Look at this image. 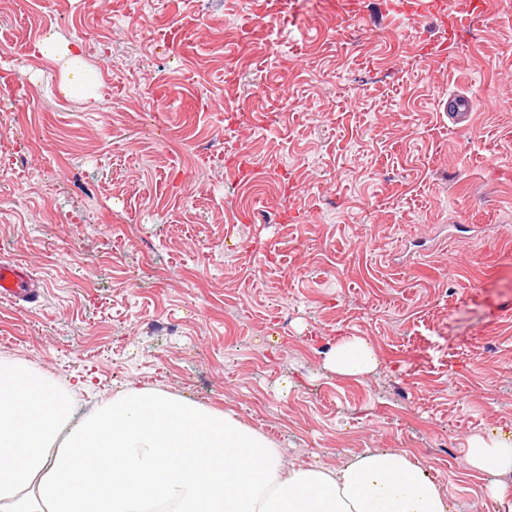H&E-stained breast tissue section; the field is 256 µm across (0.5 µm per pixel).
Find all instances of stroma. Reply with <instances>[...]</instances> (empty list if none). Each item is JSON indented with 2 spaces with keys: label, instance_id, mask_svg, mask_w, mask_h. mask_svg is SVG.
I'll use <instances>...</instances> for the list:
<instances>
[{
  "label": "stroma",
  "instance_id": "1",
  "mask_svg": "<svg viewBox=\"0 0 512 512\" xmlns=\"http://www.w3.org/2000/svg\"><path fill=\"white\" fill-rule=\"evenodd\" d=\"M11 0L0 9V359L228 410L288 463L406 450L449 512H506L465 462L512 437V14L444 25L353 0ZM80 39L69 96L38 30ZM446 46L429 56L430 43ZM472 101L448 118L449 94ZM373 345L359 379L323 367ZM35 54L63 62L65 86L71 96L95 102L103 98L99 92L102 85L99 75L84 62L82 45L79 41H59L54 37L43 39L36 43ZM88 72L91 74L90 77ZM73 74H76L77 77L71 80ZM41 283L26 265L19 262L0 263V298L14 304L36 302ZM324 356V367L338 376H361L379 368V360L371 344L361 337L351 336L339 340Z\"/></svg>",
  "mask_w": 512,
  "mask_h": 512
}]
</instances>
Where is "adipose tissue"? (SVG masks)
<instances>
[{
    "label": "adipose tissue",
    "mask_w": 512,
    "mask_h": 512,
    "mask_svg": "<svg viewBox=\"0 0 512 512\" xmlns=\"http://www.w3.org/2000/svg\"><path fill=\"white\" fill-rule=\"evenodd\" d=\"M35 52L62 62L70 95L100 101L77 41ZM324 366L375 372L368 340L329 348ZM467 465L492 476L512 512V442L477 437ZM0 512H449L448 496L404 451L374 448L340 465L287 464L281 448L230 413L131 386L81 420L70 389L25 361L0 359Z\"/></svg>",
    "instance_id": "1"
}]
</instances>
